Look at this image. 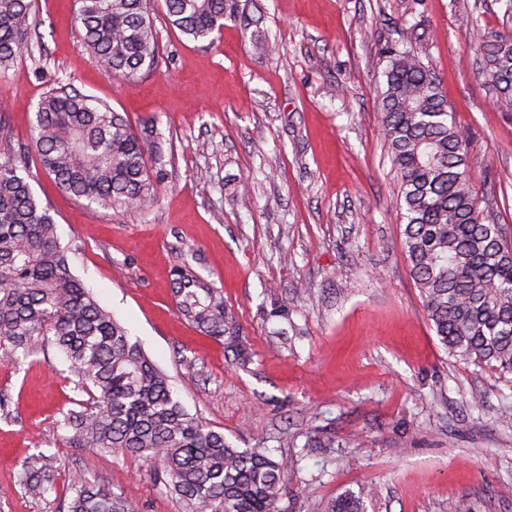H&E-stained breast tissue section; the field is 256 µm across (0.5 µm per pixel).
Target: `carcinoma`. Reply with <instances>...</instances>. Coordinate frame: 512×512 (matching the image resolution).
Masks as SVG:
<instances>
[{
    "mask_svg": "<svg viewBox=\"0 0 512 512\" xmlns=\"http://www.w3.org/2000/svg\"><path fill=\"white\" fill-rule=\"evenodd\" d=\"M74 7L80 45L109 75L131 81L157 67L153 0H74ZM164 8L169 24L196 42L240 17L239 0H164ZM36 27V0H0V72L31 50ZM461 28L480 51L478 78L496 109L512 112V32H486L469 17ZM423 48L415 25L386 48L379 119L400 177V246L448 354L502 379L512 375V226L479 209L470 175L485 160L465 149ZM4 139L0 127V355L21 364L39 345L63 355L88 396L64 415L72 447L92 458L117 451L157 465L186 512H275L288 464L264 448L233 447L174 399L167 376L71 272L51 209L30 183L40 169L90 206L147 211L162 172L148 164L145 139L109 104L71 87L40 99L32 146L17 149ZM173 292L184 319L223 342L240 366L251 362L222 289L180 267ZM53 481L45 454L22 463L28 494L46 496ZM69 491L67 512H135L84 472ZM327 512L364 506L345 493Z\"/></svg>",
    "mask_w": 512,
    "mask_h": 512,
    "instance_id": "obj_1",
    "label": "carcinoma"
}]
</instances>
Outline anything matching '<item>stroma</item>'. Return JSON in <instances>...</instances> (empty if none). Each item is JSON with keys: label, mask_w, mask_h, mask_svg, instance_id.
Here are the masks:
<instances>
[{"label": "stroma", "mask_w": 512, "mask_h": 512, "mask_svg": "<svg viewBox=\"0 0 512 512\" xmlns=\"http://www.w3.org/2000/svg\"><path fill=\"white\" fill-rule=\"evenodd\" d=\"M257 17L187 39L156 12V69L107 76L78 44L73 0H38L42 47L0 74V121L30 143L41 97L68 85L153 121L165 177L147 212L87 206L46 173L49 205L72 272L167 375L174 397L237 448L288 461L276 512H325L350 492L366 512H512V383L443 349L400 249L397 177L378 123L383 54L419 23L471 153L478 204L500 200L512 224V112L495 111L476 76L477 47L459 28L512 29L506 0H241ZM278 46L257 54L256 40ZM252 183L236 194L239 178ZM188 266L221 288L252 353L231 351L178 313L172 272ZM81 394L63 356L0 359V512H65L85 452L63 416ZM54 459L55 489L25 494L19 472ZM102 484L137 512H183L153 464L98 455Z\"/></svg>", "instance_id": "35a3bbf8"}]
</instances>
